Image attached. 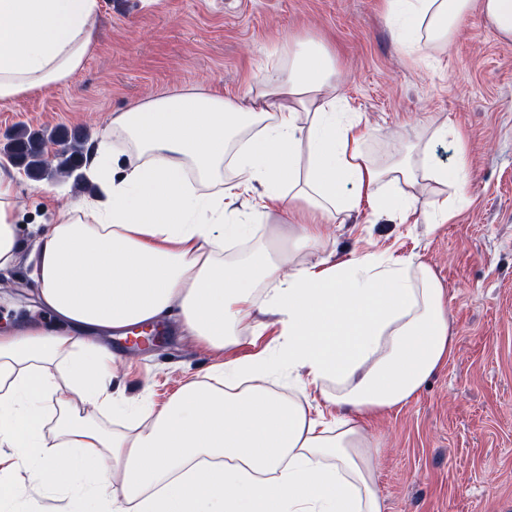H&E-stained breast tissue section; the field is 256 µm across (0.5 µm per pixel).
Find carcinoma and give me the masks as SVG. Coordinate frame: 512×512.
<instances>
[{
    "label": "carcinoma",
    "mask_w": 512,
    "mask_h": 512,
    "mask_svg": "<svg viewBox=\"0 0 512 512\" xmlns=\"http://www.w3.org/2000/svg\"><path fill=\"white\" fill-rule=\"evenodd\" d=\"M84 140V134L78 131L63 130L47 136L41 131L22 127L7 136L3 151L29 178L40 181L47 163L48 143L55 141L65 145L62 150V167L57 173L69 175L72 168L84 163Z\"/></svg>",
    "instance_id": "cac0c4a2"
}]
</instances>
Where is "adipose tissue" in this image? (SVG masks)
<instances>
[{
	"instance_id": "1",
	"label": "adipose tissue",
	"mask_w": 512,
	"mask_h": 512,
	"mask_svg": "<svg viewBox=\"0 0 512 512\" xmlns=\"http://www.w3.org/2000/svg\"><path fill=\"white\" fill-rule=\"evenodd\" d=\"M389 5L410 53L451 42L476 9L512 40V0ZM98 9V0H0V107L80 69ZM340 103L332 53L298 41L248 105L182 88L113 113L87 154L96 198L55 209L32 244L18 175L0 167V271L28 255L34 301L50 316L0 329V503L18 497L8 476L23 465L42 487L77 481L94 512H112L116 473L135 512H383L362 423L409 402L453 354L435 274L373 253L299 262L271 242L220 260L225 240L249 232L226 220L249 194L259 219L298 206L316 215L290 228L315 252L327 245L325 220L345 221L364 198L404 223L416 213L413 188L430 180L453 193L438 223L469 203L464 156L443 166L433 153L447 125L381 164ZM256 309L275 318V357L225 362L220 386L187 381L131 434L84 414L88 404L114 409L104 338L170 320L179 335L226 349ZM275 367L292 372L291 394L263 386ZM312 390L347 417H312L301 402Z\"/></svg>"
}]
</instances>
